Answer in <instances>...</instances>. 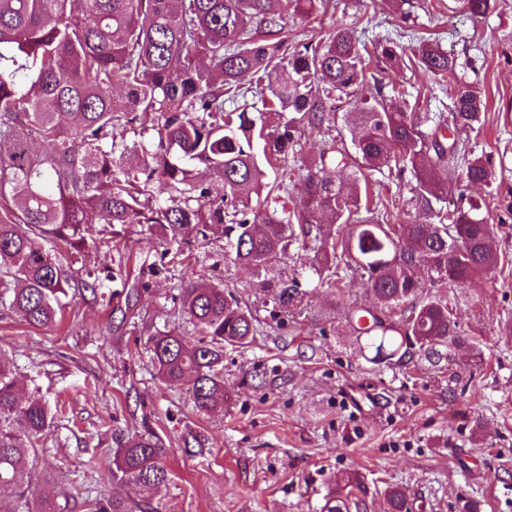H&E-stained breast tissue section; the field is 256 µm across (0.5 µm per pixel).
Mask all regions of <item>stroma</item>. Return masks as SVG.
<instances>
[{"mask_svg": "<svg viewBox=\"0 0 512 512\" xmlns=\"http://www.w3.org/2000/svg\"><path fill=\"white\" fill-rule=\"evenodd\" d=\"M373 22L372 38L399 40L413 55L428 37L456 60L459 81L475 84L487 109L461 132L469 148L489 155L490 184L458 183L454 195L489 201L497 246L509 259L495 279L457 288L456 321L479 338L481 357L467 347L431 366L423 356L398 368L366 360L344 328L350 301L370 302L361 278L345 298L330 295L312 273L313 251L292 246L266 279L299 273L307 293L300 305L273 311L253 289L249 271L225 260L221 232L181 248H165L140 225L126 226V252L112 228L96 224L73 265L75 287L53 328L28 325L0 311V350L15 363L22 396L63 402L46 447L37 449L31 488L59 512H86L88 496L138 497L133 486L105 480L121 440L146 431L161 440L168 484L153 495L159 512H321L336 475L356 472L368 486L370 512H385L383 489L405 487L410 512H458L460 496L480 512H512V0H496L485 17L448 11V0H337L319 21L289 18L290 33L307 42L337 25ZM385 86L408 82L421 112L452 121L451 90L420 68L372 63ZM129 255L132 302L106 281ZM161 272H149L154 260ZM102 277L101 296L80 288ZM222 285L252 309L261 331L245 348L224 351L222 408L198 412L185 388L163 383L148 339L175 330L193 337L176 296L190 282ZM457 392L449 401V392ZM194 431L203 447H184Z\"/></svg>", "mask_w": 512, "mask_h": 512, "instance_id": "1", "label": "stroma"}]
</instances>
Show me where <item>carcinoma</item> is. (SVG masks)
Segmentation results:
<instances>
[{"mask_svg": "<svg viewBox=\"0 0 512 512\" xmlns=\"http://www.w3.org/2000/svg\"><path fill=\"white\" fill-rule=\"evenodd\" d=\"M494 0H456L478 19ZM335 0H0V310L53 328L74 280L63 243L85 245L92 224L161 229L188 244L219 229L232 263L255 286L275 287L273 307L302 300L298 276L271 283L262 271L295 243L312 247L321 287L344 295L354 275L376 303L353 301L345 326L371 361L406 366L416 352L438 363L451 348L480 343L459 335L449 292L503 263L489 214L448 198V184L490 183L486 154L466 149L382 93L357 96L373 61L371 39L342 25L313 43L290 35L288 15L316 19ZM414 65L446 81L456 60L427 46ZM249 78L248 85L241 80ZM351 146L331 139L302 161L306 196L292 210L268 205L282 182L262 165L287 169L301 129L335 127L339 104ZM455 127L472 129L484 102L469 84L452 96ZM64 117L70 126H61ZM151 129V150L114 130ZM336 169V179L323 175ZM409 170V204L426 220L389 223L393 200L361 191L363 170ZM427 274L428 282L418 278ZM435 292L423 295L424 288ZM195 342L173 330L149 339L162 381L186 386L195 409L224 407V348L245 347L257 318L219 286L179 293ZM55 414L21 399L13 363L0 351V512H20L32 455ZM107 479L141 497L86 502L88 512H158L153 493L170 481L153 435L129 438ZM368 487L356 473L336 481L324 512H361ZM389 512H408L406 491L384 489Z\"/></svg>", "mask_w": 512, "mask_h": 512, "instance_id": "carcinoma-1", "label": "carcinoma"}]
</instances>
